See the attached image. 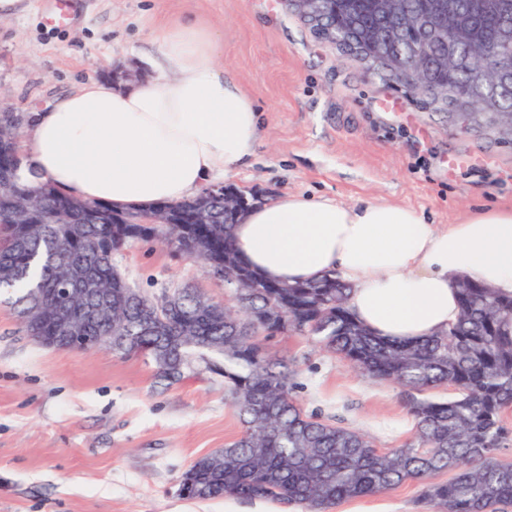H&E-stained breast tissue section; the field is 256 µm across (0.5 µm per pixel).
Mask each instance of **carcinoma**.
Segmentation results:
<instances>
[{
  "instance_id": "1",
  "label": "carcinoma",
  "mask_w": 512,
  "mask_h": 512,
  "mask_svg": "<svg viewBox=\"0 0 512 512\" xmlns=\"http://www.w3.org/2000/svg\"><path fill=\"white\" fill-rule=\"evenodd\" d=\"M405 7L445 9L474 25L490 45L512 26V0H405ZM338 20L358 28L378 23L369 0H352ZM460 53L465 64L448 75V104L454 108L471 96L469 78L480 65L473 49ZM471 112L472 129L489 128L512 144V128L489 126L477 103ZM22 121L19 113L0 111V292H18L15 303L33 309L24 322L28 335L50 337L54 322L42 311L78 314L101 304L99 296L71 300L61 293L79 275L95 280L109 295L112 318L90 319L85 335H112L114 354L148 356L169 382L180 380L194 357L206 363L212 354L224 357V391L242 431L219 454L200 457L188 468L198 485L194 499H270L304 512H327L417 480L431 512H493L512 504V464L495 457L508 437L503 413L512 409V295L463 280L460 316L447 331L414 343L385 340L357 320L348 288L337 276L286 288L243 260L222 196L176 203L188 218L206 204V224L147 227L118 223L126 216L144 217L146 210L114 213L104 203L61 196L47 182L24 184L17 150ZM150 237L188 259L193 251L204 256L203 267L212 274L244 271L250 287L233 307L212 304L189 288L146 295L112 256ZM147 308L166 309L160 328L143 326ZM288 332L313 336L360 373L404 388L416 423L413 440L382 450L365 433L306 413L293 395L294 361L269 357L259 339ZM439 386L454 387L456 395L413 396ZM443 471L453 477L431 482Z\"/></svg>"
}]
</instances>
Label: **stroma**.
Instances as JSON below:
<instances>
[{
  "mask_svg": "<svg viewBox=\"0 0 512 512\" xmlns=\"http://www.w3.org/2000/svg\"><path fill=\"white\" fill-rule=\"evenodd\" d=\"M0 18V109L41 112L112 69L152 73L167 28L202 19L223 35L221 61L262 113L252 159L223 183L265 199L283 194L407 205L432 224L512 207V145L462 131L372 74L355 53L316 36L285 0H24ZM140 290L199 289L233 305L234 292L156 241L113 255ZM293 359L305 411L373 437L411 440L401 386L357 373L296 333L265 337ZM242 430L224 377L200 360L180 381L145 356L58 349L28 336L0 297V512H302L270 500L178 495L182 474ZM423 486L342 502L332 512H428Z\"/></svg>",
  "mask_w": 512,
  "mask_h": 512,
  "instance_id": "obj_1",
  "label": "stroma"
}]
</instances>
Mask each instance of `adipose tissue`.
I'll list each match as a JSON object with an SVG mask.
<instances>
[{"mask_svg":"<svg viewBox=\"0 0 512 512\" xmlns=\"http://www.w3.org/2000/svg\"><path fill=\"white\" fill-rule=\"evenodd\" d=\"M220 49L202 20L176 23L160 39L153 80L127 88L92 81L29 113L18 143L23 176L128 210L194 198L238 171L261 137V113L217 68ZM231 234L270 280L336 273L357 319L384 339L447 330L459 315V279L512 293V208L441 228L405 205L286 194L250 209Z\"/></svg>","mask_w":512,"mask_h":512,"instance_id":"obj_1","label":"adipose tissue"}]
</instances>
